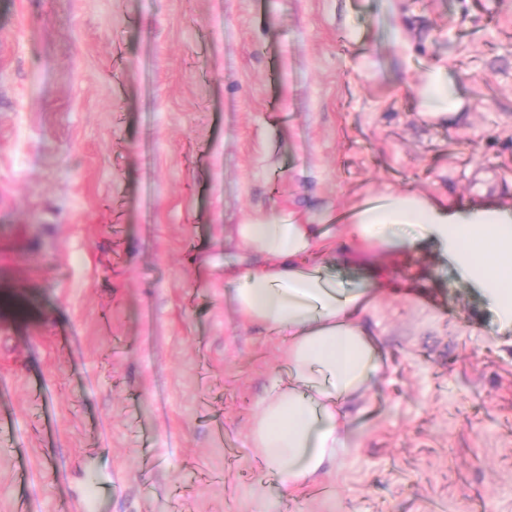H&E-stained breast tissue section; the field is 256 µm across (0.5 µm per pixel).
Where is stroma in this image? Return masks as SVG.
Listing matches in <instances>:
<instances>
[{
    "mask_svg": "<svg viewBox=\"0 0 512 512\" xmlns=\"http://www.w3.org/2000/svg\"><path fill=\"white\" fill-rule=\"evenodd\" d=\"M391 190L512 209V0H0V512H512V330L434 247L344 474L251 446L288 342L224 293L237 224ZM422 115L431 121L454 122L459 118L461 101L448 84L443 66H433L420 89Z\"/></svg>",
    "mask_w": 512,
    "mask_h": 512,
    "instance_id": "35a3bbf8",
    "label": "stroma"
}]
</instances>
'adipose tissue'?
Returning <instances> with one entry per match:
<instances>
[{"label": "adipose tissue", "instance_id": "obj_1", "mask_svg": "<svg viewBox=\"0 0 512 512\" xmlns=\"http://www.w3.org/2000/svg\"><path fill=\"white\" fill-rule=\"evenodd\" d=\"M423 115L458 119L461 101L443 66L420 89ZM239 251L224 266V287L247 321L288 335L285 378L263 399L251 442L267 469L291 486L307 484L327 463L344 469L356 443L350 412L382 369V352L364 315L385 269L369 264L361 287L326 275L353 254H400L434 242L478 288L501 326L512 327V212L465 209L447 198L392 192L359 205L335 231L273 215L236 228Z\"/></svg>", "mask_w": 512, "mask_h": 512}]
</instances>
